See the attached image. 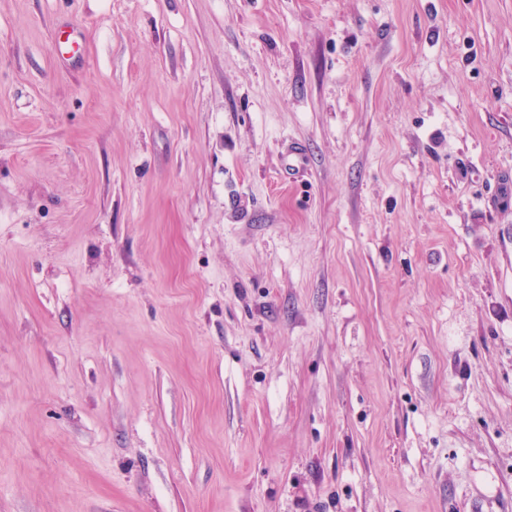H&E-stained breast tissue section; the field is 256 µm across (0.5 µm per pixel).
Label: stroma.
Wrapping results in <instances>:
<instances>
[{"label":"stroma","mask_w":512,"mask_h":512,"mask_svg":"<svg viewBox=\"0 0 512 512\" xmlns=\"http://www.w3.org/2000/svg\"><path fill=\"white\" fill-rule=\"evenodd\" d=\"M0 512H512V0H0Z\"/></svg>","instance_id":"1"}]
</instances>
